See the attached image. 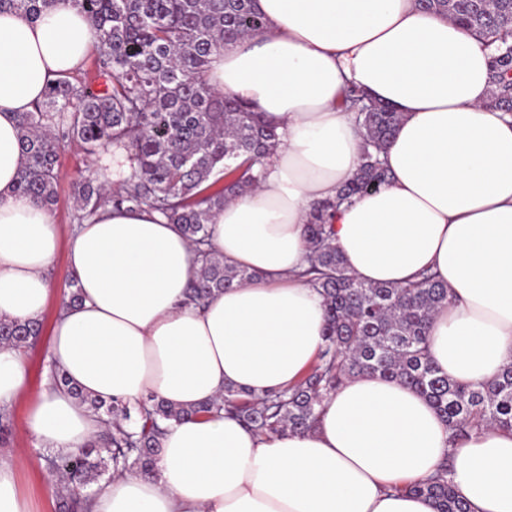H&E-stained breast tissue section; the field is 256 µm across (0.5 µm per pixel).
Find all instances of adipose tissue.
I'll return each mask as SVG.
<instances>
[{"label":"adipose tissue","mask_w":512,"mask_h":512,"mask_svg":"<svg viewBox=\"0 0 512 512\" xmlns=\"http://www.w3.org/2000/svg\"><path fill=\"white\" fill-rule=\"evenodd\" d=\"M261 32L213 56L210 83L251 103L282 135L257 188L228 199L210 250L256 272L246 284L186 299L196 246L156 212L104 207L74 225L67 260L80 299L61 306L53 369L26 430L67 454L103 431L76 392L138 406L223 401L225 385L263 397L292 387L325 345V307L298 273L314 203L335 200L364 141L343 90L400 112L377 191L342 203L332 242L365 283L430 270L448 286L431 361L479 385L512 363V114L490 105L493 50L417 0H253ZM99 33L72 0L38 19L0 13V320H41L59 248L52 215L17 192L18 116L78 70ZM31 385L24 353L0 345V408ZM453 457L470 512H512V431L455 444L415 390L378 376L348 380L304 432L262 436L212 415L172 423L149 475L95 488L92 512H436L410 483Z\"/></svg>","instance_id":"1"}]
</instances>
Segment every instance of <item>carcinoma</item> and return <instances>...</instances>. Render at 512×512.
<instances>
[{"label": "carcinoma", "mask_w": 512, "mask_h": 512, "mask_svg": "<svg viewBox=\"0 0 512 512\" xmlns=\"http://www.w3.org/2000/svg\"><path fill=\"white\" fill-rule=\"evenodd\" d=\"M101 31L96 75L65 74L55 79L41 101L19 116L25 156L17 190L50 211L60 178L59 157L76 144L97 157L107 146L127 153L131 173L106 187L101 173L81 174L73 182L71 222L81 224L107 205L159 211L195 244L209 236L215 210L238 192L259 182L254 166L280 144L250 105L209 84L211 57L224 44L260 31L265 22L252 0H73ZM424 9L450 18L495 46L490 103L512 111V0H420ZM56 0H0V11L32 19ZM362 131L365 150L355 176L339 191L349 201L376 190L389 178L379 153L393 136L401 116L387 104L364 107L362 92L346 94ZM224 181L211 193L206 183ZM336 203L314 205L305 225L309 267L304 276L320 293L326 312L325 348L318 361L291 388L253 399L233 385L224 403L178 409L152 399L136 409L108 405L80 392L75 396L93 413L106 416L99 440L75 453L50 459L63 483L57 512H87L91 501L75 496L113 472L148 474L160 451L164 424L188 417L224 415L257 434L305 431L317 422L324 399L344 381L379 375L417 391L452 430L453 440L487 427L512 430V364L479 385L441 375L428 353L435 312L448 302V288L422 272L402 285L366 284L347 269L332 244ZM255 274L230 268L203 254L200 276L188 294L200 304L216 292L242 285ZM42 325L0 321V344L32 345ZM410 491L432 499L437 512H469L467 502L443 467Z\"/></svg>", "instance_id": "carcinoma-1"}]
</instances>
